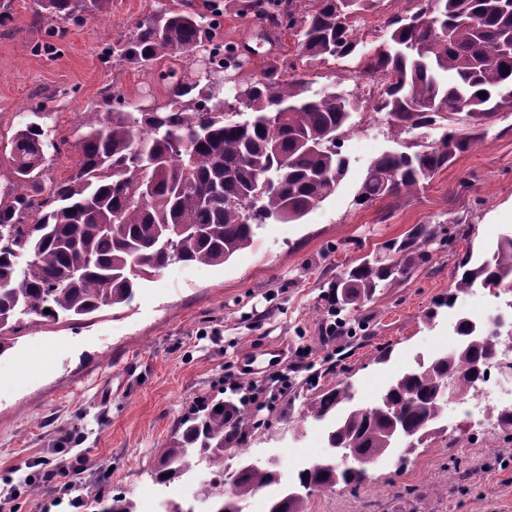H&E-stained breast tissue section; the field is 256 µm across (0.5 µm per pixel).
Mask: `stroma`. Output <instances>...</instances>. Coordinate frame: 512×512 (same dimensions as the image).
I'll return each instance as SVG.
<instances>
[{
	"instance_id": "stroma-1",
	"label": "stroma",
	"mask_w": 512,
	"mask_h": 512,
	"mask_svg": "<svg viewBox=\"0 0 512 512\" xmlns=\"http://www.w3.org/2000/svg\"><path fill=\"white\" fill-rule=\"evenodd\" d=\"M13 20L0 27V137L10 138L23 113H46L52 137H72L87 112L112 105L119 88L130 105H162L161 75L175 69L190 80L197 65L178 58L130 66L104 60L103 48L172 0H111L107 14L80 21L42 13L37 0H0ZM393 0H379L356 36L361 50L387 45ZM217 37L249 45V68L261 71L274 54L295 56L292 38L264 41L259 30L226 9ZM359 56L307 71L316 92L340 81L359 96L351 128L339 141L350 161L336 193L296 223L262 226L255 244L220 265H169L143 282L131 304L81 321L28 322L0 355V371L22 370L31 351L41 362L29 376L0 385V512H70L68 482L86 502L123 494L136 512H161L172 498L208 512L189 486L165 488L150 471L188 407L202 399L246 402L257 427L241 442L254 458L277 457L283 482L296 477L294 455L322 454L320 423L300 412L311 382L351 384L356 401L372 400L416 357L448 351L460 315L504 306L512 291L459 297L453 288L458 255H487L512 232V109L484 133V142L439 171L422 191L360 205L356 197L370 162L386 152L439 139L442 126L398 133L387 120L365 123ZM462 221L470 227L452 245H433L430 265L360 309L358 322L336 321L322 294L329 282L385 241L416 224ZM283 350V377L244 375L247 351ZM463 446L449 452L448 440ZM307 512H512V430L495 415L449 419L415 451L383 457L367 481L313 495Z\"/></svg>"
}]
</instances>
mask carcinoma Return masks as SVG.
Masks as SVG:
<instances>
[{"label":"carcinoma","mask_w":512,"mask_h":512,"mask_svg":"<svg viewBox=\"0 0 512 512\" xmlns=\"http://www.w3.org/2000/svg\"><path fill=\"white\" fill-rule=\"evenodd\" d=\"M379 0H235L236 16L260 24L263 34L281 36L288 21L297 58L313 68L358 53L355 25ZM110 0H39L42 11L70 17L104 15ZM215 0H176L175 7L138 23L105 49L116 62L145 63L188 58L216 37L208 14ZM392 50L361 54L359 73L383 72L391 84L379 94L375 111L393 129L410 131L459 115L476 125L512 104V0H426L389 19ZM168 80L170 97L159 107L114 109L75 127L74 142L47 140L45 115L28 113L8 139L11 184L0 199V355L11 348L4 333L22 328L27 317L46 322L91 315L131 302L140 282L173 263L217 265L254 245L269 220L295 223L336 193L348 161L333 148L305 150V143L339 137L350 127L354 99L334 89L311 92L309 82L289 74L275 56L258 76L234 84L224 97L221 83L201 73L196 79ZM485 96H479L480 92ZM476 134L450 131L419 150L387 152L374 159L359 195L365 202L411 194L455 157L478 145ZM68 146L77 160L70 175L52 179L45 148ZM439 230L416 224L400 240L359 258L327 295L331 306L354 315L386 288L405 283L432 260ZM27 256L25 266L19 260ZM455 292L480 286L512 287V234L502 237L492 258L458 262ZM51 313H44V309ZM461 348L395 374L377 398L374 414L353 403L350 385L339 382L308 398L302 418L330 422L327 451L347 445L380 458L391 452V418L408 434L437 426L449 395L476 389L478 365L500 350L486 329L461 317ZM198 403L181 418L177 436L158 453L153 481L166 485L206 464L211 478L201 495L212 512H244L242 504L278 483L258 466L230 488L224 483V448L248 433L251 420ZM312 492L342 482H362L354 467L301 470ZM309 496L281 494L275 512H305Z\"/></svg>","instance_id":"1"}]
</instances>
